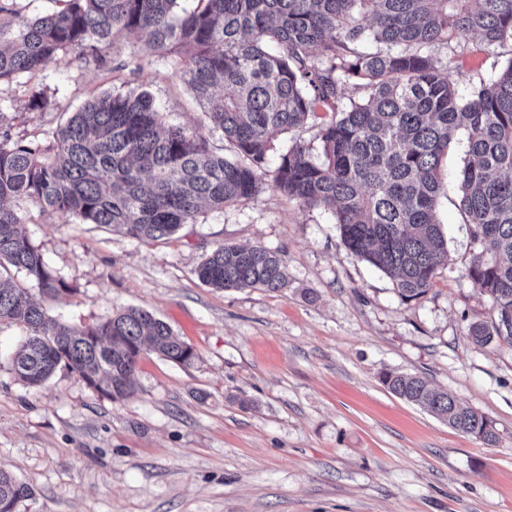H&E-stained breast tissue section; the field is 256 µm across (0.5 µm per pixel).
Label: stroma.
<instances>
[{
    "label": "stroma",
    "mask_w": 512,
    "mask_h": 512,
    "mask_svg": "<svg viewBox=\"0 0 512 512\" xmlns=\"http://www.w3.org/2000/svg\"><path fill=\"white\" fill-rule=\"evenodd\" d=\"M458 43L464 95L512 58L474 34ZM109 65L67 54L0 84V122L46 144L85 99L135 89L168 123L204 129L205 107L170 57L120 38ZM36 92L48 108L30 107ZM465 151L457 135L442 162L448 264L417 301L347 251L328 211L271 188L143 241L25 204V233L67 285L49 315L89 326L139 307L196 357L183 366L143 352L137 390L119 401L65 369L30 388L11 366L26 330L1 323L0 468L30 490L16 512H512V340L467 335L497 309L467 277L478 247L459 209ZM224 244L277 251L287 287L202 284L196 267ZM384 371L425 377L485 415L495 444L398 398Z\"/></svg>",
    "instance_id": "obj_1"
}]
</instances>
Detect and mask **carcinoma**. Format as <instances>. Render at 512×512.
I'll list each match as a JSON object with an SVG mask.
<instances>
[{
  "instance_id": "cac0c4a2",
  "label": "carcinoma",
  "mask_w": 512,
  "mask_h": 512,
  "mask_svg": "<svg viewBox=\"0 0 512 512\" xmlns=\"http://www.w3.org/2000/svg\"><path fill=\"white\" fill-rule=\"evenodd\" d=\"M54 2L53 12L30 19L0 5L1 81L71 51L105 71L115 38L142 42L176 55L197 99L209 101L221 87L206 116L224 152L198 130L165 125L152 97L135 90L92 96L47 145L0 133V322L29 329L12 357L26 386L65 368L122 400L134 392L143 349L185 365L195 352L142 308L89 327L48 316L8 275L23 273L46 297L66 290L20 230L19 203L154 239L196 223L206 205L222 210L251 198L269 177L288 199L330 211L345 248L391 277L403 299L418 300L448 264L436 207L457 131L468 143L460 207L479 246L467 276L498 311L490 325L470 324L468 336L480 346L512 339V58L466 96L449 63L460 33L489 49L512 43V0H194L190 11L181 0ZM310 122L319 126L320 159L298 139L270 167L274 141ZM196 275L216 289L286 285L281 257L261 245L224 244ZM381 379L449 427L495 442L485 416L424 378L384 371ZM27 496L0 469V512Z\"/></svg>"
}]
</instances>
